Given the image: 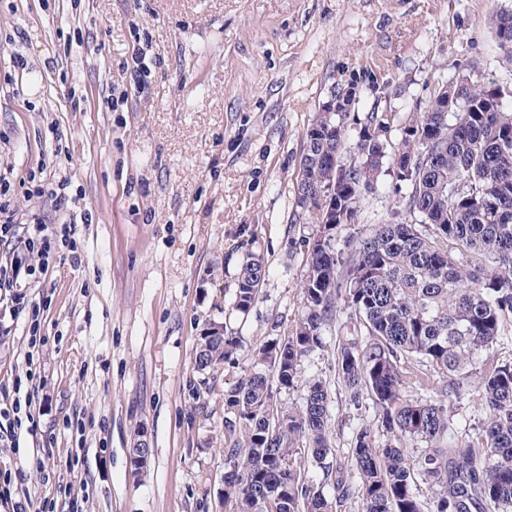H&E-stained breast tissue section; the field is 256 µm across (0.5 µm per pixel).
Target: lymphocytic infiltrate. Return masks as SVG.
I'll return each mask as SVG.
<instances>
[{"label": "lymphocytic infiltrate", "mask_w": 512, "mask_h": 512, "mask_svg": "<svg viewBox=\"0 0 512 512\" xmlns=\"http://www.w3.org/2000/svg\"><path fill=\"white\" fill-rule=\"evenodd\" d=\"M11 180L0 172V247L5 255L0 258V305L6 313L0 315V345L9 344L18 321L27 325L29 347L40 345L43 315L37 305L23 291V283H44L53 269V256L61 248H75L76 224L48 225L34 222L30 231L20 232L13 206ZM36 370H28L26 378L0 380V443L19 442L22 433H36L39 418L35 403L38 390H26L23 380H37Z\"/></svg>", "instance_id": "f902f5d3"}]
</instances>
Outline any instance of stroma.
<instances>
[{
  "instance_id": "1",
  "label": "stroma",
  "mask_w": 512,
  "mask_h": 512,
  "mask_svg": "<svg viewBox=\"0 0 512 512\" xmlns=\"http://www.w3.org/2000/svg\"><path fill=\"white\" fill-rule=\"evenodd\" d=\"M503 7L512 0H0V167L19 183L54 162L92 215L78 226L81 264L62 261L31 290L49 402L36 435L0 445V470H16L50 436V469L88 486L87 512H220L224 392L254 371L256 346L291 335L301 314L299 241L317 230L292 221L307 125L354 79L365 90L354 121L374 110L406 116L461 75L512 87L492 27ZM137 26L150 38L142 87L122 70ZM116 91L126 97L111 112L104 101ZM394 187L380 177L337 251L387 218ZM245 227L266 277L231 324L237 359L203 376L196 343L233 301ZM322 333L301 382L274 400L298 411L305 380H326L329 460L347 468L356 432L376 419L371 400L354 404L337 379L343 327ZM201 380L208 392L197 400ZM451 411L449 442L478 441L477 392ZM75 413L86 423L76 456L63 426ZM142 440L152 454L136 475L129 450Z\"/></svg>"
}]
</instances>
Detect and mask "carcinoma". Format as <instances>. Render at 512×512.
Here are the masks:
<instances>
[{
    "label": "carcinoma",
    "mask_w": 512,
    "mask_h": 512,
    "mask_svg": "<svg viewBox=\"0 0 512 512\" xmlns=\"http://www.w3.org/2000/svg\"><path fill=\"white\" fill-rule=\"evenodd\" d=\"M494 33L512 61V10L499 11ZM504 91L462 75L399 123L369 112L353 127L356 152L344 161L347 113H316L303 135L297 199L315 207L318 225L307 248L300 292L302 314L286 340L270 338L257 351L269 373L255 372L224 391V512H340L357 497L362 512H512V362L488 361L512 328V111ZM397 132V143L390 144ZM396 178L399 206L370 235L350 240L343 255L334 241L358 223L365 195L386 172ZM330 200L316 204L318 196ZM232 310L248 312L265 277L243 228ZM364 328L363 339L338 342L337 378L354 403L367 395L377 426L358 431L351 462L357 483L326 463L329 384L306 381L303 407L278 416L273 383L298 381L303 360L325 347L322 325L340 314ZM238 337L224 328L196 353L206 373L237 358ZM482 364L478 389L486 413L481 442L447 447L448 401L468 387ZM430 367L438 382H419L425 398L407 394L413 368ZM420 439L421 450L403 441ZM314 461L330 481L307 480ZM438 487L424 501L417 480Z\"/></svg>",
    "instance_id": "cac0c4a2"
}]
</instances>
